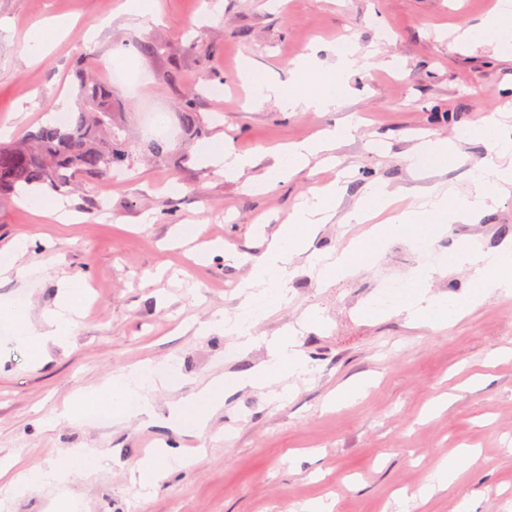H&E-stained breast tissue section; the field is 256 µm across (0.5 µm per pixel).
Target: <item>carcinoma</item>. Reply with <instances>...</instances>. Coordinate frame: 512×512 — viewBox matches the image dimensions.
I'll list each match as a JSON object with an SVG mask.
<instances>
[{"label": "carcinoma", "mask_w": 512, "mask_h": 512, "mask_svg": "<svg viewBox=\"0 0 512 512\" xmlns=\"http://www.w3.org/2000/svg\"><path fill=\"white\" fill-rule=\"evenodd\" d=\"M82 112L70 124L53 119L21 141L0 144V201L43 187L60 191L103 181L130 166L127 140L112 113L111 90L79 73Z\"/></svg>", "instance_id": "obj_1"}]
</instances>
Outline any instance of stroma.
<instances>
[{"label":"stroma","mask_w":512,"mask_h":512,"mask_svg":"<svg viewBox=\"0 0 512 512\" xmlns=\"http://www.w3.org/2000/svg\"><path fill=\"white\" fill-rule=\"evenodd\" d=\"M122 0H0V128L4 141L36 130L47 107L67 101L86 64L100 81L114 56L135 78L112 84V110L129 140L142 144L156 113L171 155L139 157L110 183L61 192L74 219L59 224L31 212L19 198L0 203V250L28 238L32 278L0 276V302L29 300L33 316L56 307L65 282L86 289L83 316L65 346L46 360L0 336V458L20 465H57L59 452L97 449L98 469L62 486L21 493L0 477V512H48L59 489L83 512H456L461 496L471 512H512V295L491 292L453 326H413L406 313L365 316L392 281L431 278L432 290L459 302L470 295L467 271L433 275L426 253L447 256L471 243L493 254L512 244V194L475 223L454 222L408 239L386 241L358 271L323 279L310 263L360 237L366 227L346 216L370 187L386 183L396 208H414L437 187L465 193L471 172L493 153L466 140L480 119L512 114V56L480 43L458 45L452 32L491 16V0H154L158 22L136 25L119 13ZM70 30L29 51L25 39L45 19ZM148 39L166 42L144 54ZM370 55L367 70L349 79L335 108L284 112L274 102L252 105L255 81L294 82L305 57L325 66L343 43ZM223 85L214 100L207 87ZM192 97L204 128L186 135L181 120ZM339 123L351 133L335 149L333 167L310 165L262 192L273 160L268 148L307 139ZM455 143L450 166L420 162L421 135ZM231 138L256 160L247 179L224 178L198 154L200 143ZM344 175L335 216L308 229L288 265V296L256 327L273 336L297 329L309 359L306 373L264 389L226 396L203 435L159 420L171 402L216 376L237 380L266 359L229 336L198 333L212 313L236 312L249 265L214 255L199 263L196 244L223 240L260 258L295 205ZM321 322L306 325L310 312ZM177 365L175 383L153 393L157 416L124 421L73 420L88 392L144 361ZM368 377L366 393L338 402L344 384ZM193 448L195 463L138 493L130 469L161 448ZM473 448L475 463L426 502L417 494L456 449Z\"/></svg>","instance_id":"1"}]
</instances>
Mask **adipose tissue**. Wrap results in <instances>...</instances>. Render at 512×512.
<instances>
[{"label": "adipose tissue", "mask_w": 512, "mask_h": 512, "mask_svg": "<svg viewBox=\"0 0 512 512\" xmlns=\"http://www.w3.org/2000/svg\"><path fill=\"white\" fill-rule=\"evenodd\" d=\"M461 38L472 43L491 42L499 52L512 54V0H499L494 15L479 27L465 30ZM367 65V57L357 55L350 49H342L336 53L335 64L326 68L315 69L310 63H303L301 70L306 75L305 80L288 86L257 85L254 102L261 105L272 101L285 112H324L341 95L345 77L365 69ZM343 134L340 128L327 129L310 140L285 148H272L275 163L270 170V183H277L302 171L310 158L332 152ZM467 137L491 146L499 158L498 164L473 172L474 192L458 195L449 190L434 189L421 198L415 210L373 226L369 223L370 218L381 214L395 201L394 192L388 190L385 184H373L349 215L351 222L369 223V230L336 253L315 256L314 262L319 265L324 277L330 279L359 269L379 252L386 240L410 237L418 225H426L427 229L432 230L453 221H468L486 207L488 199L511 186L512 127L504 126L490 117L471 127ZM199 151L206 162L221 166L225 178L231 180L239 179L253 165L251 157L238 154L228 140L201 145ZM448 263L452 267L470 271L469 301L454 302L431 293L429 287H422L404 306L409 319L416 325L443 329L467 315L489 291L496 290L505 295L512 293V248L491 256L474 245L463 244L449 252ZM81 293L78 283H68L56 309L44 316L42 325L38 327L31 320L29 304H0V329L23 344L33 359H44L49 344L65 343L76 329L75 316ZM173 369V364L161 362L121 370L91 394L88 406L92 412L116 420L150 413L153 408L151 392L158 376ZM193 462V454L183 449L164 448L157 455L141 460L131 470L130 480L140 488L151 489L163 475L188 468ZM98 463L96 450L87 448L62 457L54 471L34 466L17 472L13 469V461L1 459L0 472H13L11 485L22 491L60 481L62 475L72 472L92 473Z\"/></svg>", "instance_id": "adipose-tissue-1"}]
</instances>
